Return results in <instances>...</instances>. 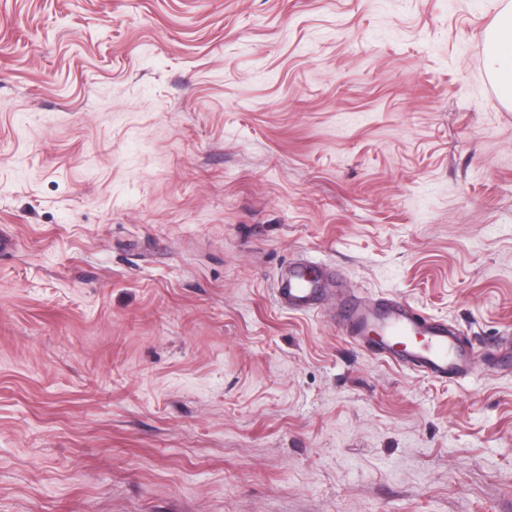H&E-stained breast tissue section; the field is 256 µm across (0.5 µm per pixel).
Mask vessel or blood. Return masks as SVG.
Here are the masks:
<instances>
[{
	"instance_id": "obj_1",
	"label": "vessel or blood",
	"mask_w": 512,
	"mask_h": 512,
	"mask_svg": "<svg viewBox=\"0 0 512 512\" xmlns=\"http://www.w3.org/2000/svg\"><path fill=\"white\" fill-rule=\"evenodd\" d=\"M328 275L311 263L292 264L277 290L278 303L296 313H313L327 293ZM346 336L369 355L434 380L470 378L479 353L463 344L459 330L447 320L415 310L395 296H380L349 305L343 312Z\"/></svg>"
}]
</instances>
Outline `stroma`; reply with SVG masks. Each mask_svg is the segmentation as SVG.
<instances>
[{
	"mask_svg": "<svg viewBox=\"0 0 512 512\" xmlns=\"http://www.w3.org/2000/svg\"><path fill=\"white\" fill-rule=\"evenodd\" d=\"M503 5L0 0V512H512ZM348 291L477 373L371 358ZM487 71L497 83L502 101L512 105V2L500 13L487 51ZM312 262L292 264L286 277L276 288L277 302L289 311L313 313L323 304L327 293L328 274L313 270ZM341 323L344 334L375 358L441 382L474 375L478 350L459 340L458 328L396 296L353 303Z\"/></svg>",
	"mask_w": 512,
	"mask_h": 512,
	"instance_id": "obj_1",
	"label": "stroma"
}]
</instances>
